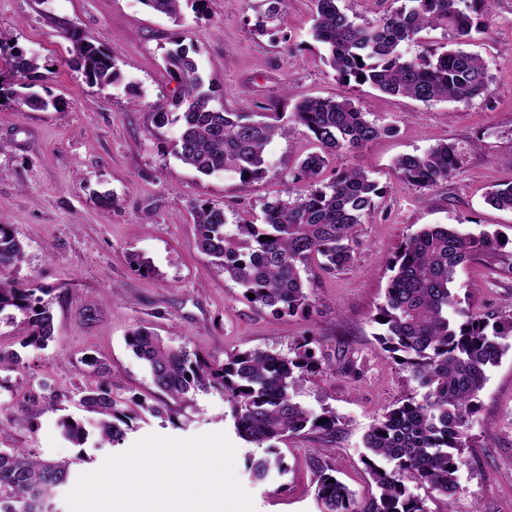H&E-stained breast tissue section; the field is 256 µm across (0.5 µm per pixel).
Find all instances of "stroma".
<instances>
[{
  "label": "stroma",
  "instance_id": "stroma-1",
  "mask_svg": "<svg viewBox=\"0 0 512 512\" xmlns=\"http://www.w3.org/2000/svg\"><path fill=\"white\" fill-rule=\"evenodd\" d=\"M492 22L475 32L469 52L486 63L491 93L468 103H422L341 83L312 37L311 0H288L281 20L258 31L262 0H208L203 13L184 9L181 23L142 0H0V31L40 59L41 83L57 108L33 111L0 97V223L13 225L25 258L13 277L45 287L55 336L43 349L21 347V325L0 321V345L17 350L18 368L0 373V449L29 448L72 463L73 478L101 468L156 435L190 439L225 434L235 448V474L255 512H323L315 496L313 456L331 462L357 496L374 492L363 463L364 435L417 383L374 338L373 316L390 272L387 256L427 224L463 225L477 234L500 229L512 239V211L486 204L493 185L512 182V0H489ZM74 30L109 54L117 77L90 84L69 59ZM192 46L214 107L258 111L269 101L346 95L367 119L391 123L357 152H339L330 170H365L384 190L378 210L358 228L361 241L342 270L311 267L308 315L276 316L249 303L242 288L193 246L197 208L223 209L228 224L263 223V205L299 193L288 182L312 143L288 124L267 148L269 175L242 187L231 171L205 176L184 165L173 144L179 126H157L153 108L171 100L177 83L164 56L173 35ZM455 144L460 165L448 180L419 188L401 180L394 160ZM108 193L112 203L100 205ZM458 306L498 315L512 303V273L481 263L458 270ZM213 363L235 351L288 353L295 339H321L318 357L337 367L309 375L290 393L309 411H332L336 431L308 430L277 445L283 472L257 481L249 467L266 456L235 432L228 402L196 393L165 399L160 416L133 422L123 443L76 448L64 440L61 415L80 416L75 397L94 377L87 357L103 359L118 398L152 392L149 367L127 344L136 326ZM468 464L451 502L417 485L430 512H512V350L489 370L469 430Z\"/></svg>",
  "mask_w": 512,
  "mask_h": 512
}]
</instances>
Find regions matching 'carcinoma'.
I'll list each match as a JSON object with an SVG mask.
<instances>
[{
    "instance_id": "carcinoma-1",
    "label": "carcinoma",
    "mask_w": 512,
    "mask_h": 512,
    "mask_svg": "<svg viewBox=\"0 0 512 512\" xmlns=\"http://www.w3.org/2000/svg\"><path fill=\"white\" fill-rule=\"evenodd\" d=\"M154 12L174 20L182 3L204 11L207 0H142ZM315 3L313 39L326 51L325 61L337 78L349 84H369L389 95L423 103L469 102L490 94L487 66L476 54L461 49L472 31L486 25L487 0H470V11L460 0H393L395 6L373 21L358 23L340 7L341 0ZM442 29L451 34L456 49L440 46L408 58L404 46L423 39V33ZM63 36L73 45L70 62L82 69L87 81L108 85L116 78L112 58L75 31ZM165 54L168 73L178 93L156 107L153 121L164 126L172 111L180 124L175 154L198 173L232 170L245 187L269 173L265 152L285 122L307 129L318 150L307 154L288 173L291 182L307 189L294 198L265 204L264 223L235 225L224 231V211L202 206L195 211L194 246L224 270V276L254 294L251 303L275 314L294 316L309 307L303 272L316 263L333 272L353 261L358 226L376 209L383 190L362 169L343 170L323 183L328 157L358 151L395 132L390 124L366 119L348 97H309L290 112L280 102L263 112H227L211 105L203 79L189 48L176 35ZM0 95L32 110L57 106L39 86V58L10 44L0 32ZM459 153L453 143H441L423 154L396 159L395 170L404 181L427 188L446 180L456 170ZM486 202L497 210L512 211V182L488 192ZM509 240L498 233L474 235L457 224H429L408 236L387 262L389 277L384 301L373 322L375 339L394 362L408 370L425 389L422 397L408 396L386 411L365 436L364 464L377 493L356 497L336 479L334 467L314 458L315 493L324 512H428L426 499L409 491L413 482L449 499L466 460L467 430L487 372L512 349V311L494 322L456 308L453 283L457 268L473 262L512 272ZM22 241L11 225L0 224V314L12 310L22 316L21 346L42 348L55 336L54 315L44 300L46 288H28L14 280L10 270L24 260ZM313 336L293 343L289 355L246 350L222 364H212L186 348H174L146 326L128 337V345L152 373L157 392L189 401L198 391L214 390L232 405L237 435L268 455L251 466L252 476L264 481L284 469L274 443L305 429L325 434L336 428L330 412L314 414L294 402L289 389L313 373L336 371L316 357ZM19 353L0 346V372L20 363ZM78 405L93 417L94 432L84 422L63 416L61 434L81 448L90 435L94 446L114 447L123 442L129 423L145 414H161L157 398L137 396L127 402L112 393L102 379L79 394ZM385 459L392 469L378 464ZM72 462L44 458L27 448L0 450V512H46V503L65 485Z\"/></svg>"
}]
</instances>
